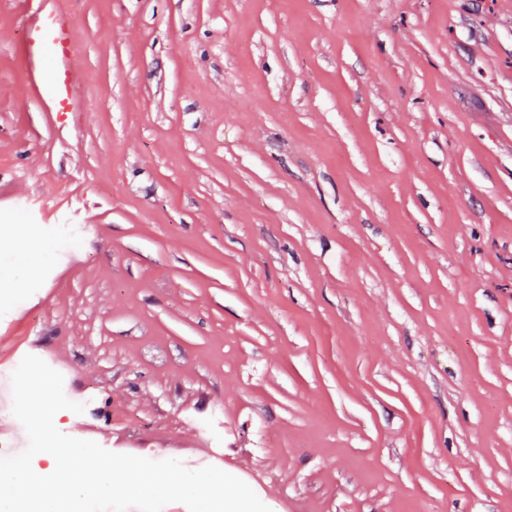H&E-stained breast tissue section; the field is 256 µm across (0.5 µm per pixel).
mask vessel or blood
Here are the masks:
<instances>
[{"mask_svg":"<svg viewBox=\"0 0 512 512\" xmlns=\"http://www.w3.org/2000/svg\"><path fill=\"white\" fill-rule=\"evenodd\" d=\"M23 27L28 58L39 63L47 59L53 62L47 75L51 107L57 112L77 111L79 71L71 53L75 36L66 19L37 0Z\"/></svg>","mask_w":512,"mask_h":512,"instance_id":"b4317fda","label":"vessel or blood"}]
</instances>
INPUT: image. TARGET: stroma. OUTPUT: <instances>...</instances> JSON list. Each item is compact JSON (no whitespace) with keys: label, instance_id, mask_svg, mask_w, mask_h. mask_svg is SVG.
I'll return each instance as SVG.
<instances>
[{"label":"stroma","instance_id":"1","mask_svg":"<svg viewBox=\"0 0 512 512\" xmlns=\"http://www.w3.org/2000/svg\"><path fill=\"white\" fill-rule=\"evenodd\" d=\"M49 4L77 112L0 0V323L89 395L57 429L218 437L271 512H512V0Z\"/></svg>","mask_w":512,"mask_h":512}]
</instances>
